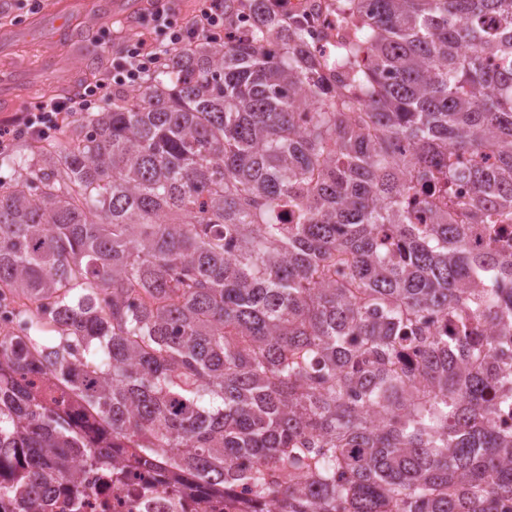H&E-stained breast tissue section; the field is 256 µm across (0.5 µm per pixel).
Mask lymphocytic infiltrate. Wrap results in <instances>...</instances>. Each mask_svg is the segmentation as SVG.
Instances as JSON below:
<instances>
[{
    "label": "lymphocytic infiltrate",
    "mask_w": 512,
    "mask_h": 512,
    "mask_svg": "<svg viewBox=\"0 0 512 512\" xmlns=\"http://www.w3.org/2000/svg\"><path fill=\"white\" fill-rule=\"evenodd\" d=\"M172 8L167 0H154L151 7V22L161 39L151 50L140 45L129 44L123 54L113 61L109 82L88 84L81 96L70 99H54L31 110L23 125L16 129L0 128V151L6 149L17 138L24 135H45L57 128L61 117L76 112L89 111L102 104L108 84L130 89L138 88L143 74L166 60L172 51L200 35H214L224 28V0H203L197 18L182 26L174 25Z\"/></svg>",
    "instance_id": "f902f5d3"
}]
</instances>
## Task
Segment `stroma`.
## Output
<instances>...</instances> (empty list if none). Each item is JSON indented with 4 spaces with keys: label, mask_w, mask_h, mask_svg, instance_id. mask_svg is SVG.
<instances>
[{
    "label": "stroma",
    "mask_w": 512,
    "mask_h": 512,
    "mask_svg": "<svg viewBox=\"0 0 512 512\" xmlns=\"http://www.w3.org/2000/svg\"><path fill=\"white\" fill-rule=\"evenodd\" d=\"M99 3L100 0H58V11L67 14L75 26L57 42L43 25L46 0H0V36L6 38L0 47V81L21 68L30 77L21 101L10 111H0V126H20L26 112L56 94L78 96L84 78L106 76L119 46L150 32L149 23L140 13L109 26L91 23L88 15ZM54 62L69 71L71 83L67 87H59L56 74L51 72Z\"/></svg>",
    "instance_id": "35a3bbf8"
}]
</instances>
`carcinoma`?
<instances>
[{"instance_id": "carcinoma-1", "label": "carcinoma", "mask_w": 512, "mask_h": 512, "mask_svg": "<svg viewBox=\"0 0 512 512\" xmlns=\"http://www.w3.org/2000/svg\"><path fill=\"white\" fill-rule=\"evenodd\" d=\"M274 2L0 160V295L34 305L0 333L14 512L125 449L258 512L512 497V248L472 244L512 225V0H326L324 53Z\"/></svg>"}]
</instances>
